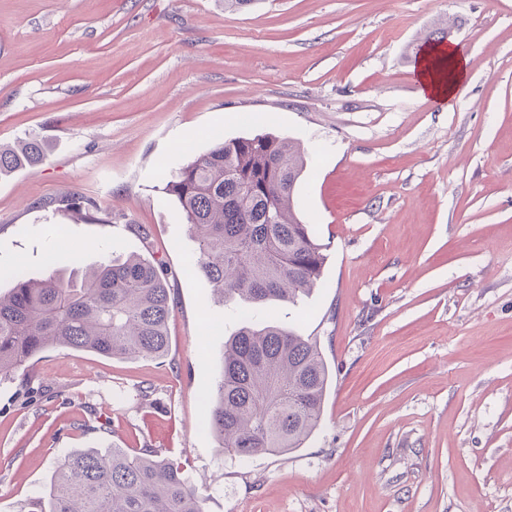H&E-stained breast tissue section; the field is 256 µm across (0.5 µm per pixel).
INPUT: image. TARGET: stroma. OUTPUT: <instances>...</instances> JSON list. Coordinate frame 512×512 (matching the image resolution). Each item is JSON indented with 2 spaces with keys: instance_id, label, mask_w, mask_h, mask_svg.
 I'll return each instance as SVG.
<instances>
[{
  "instance_id": "35a3bbf8",
  "label": "stroma",
  "mask_w": 512,
  "mask_h": 512,
  "mask_svg": "<svg viewBox=\"0 0 512 512\" xmlns=\"http://www.w3.org/2000/svg\"><path fill=\"white\" fill-rule=\"evenodd\" d=\"M441 23L467 60L444 101L414 69ZM263 132L304 148L328 250L316 288L256 317L317 337L332 383L302 448L239 462L205 426L239 309L190 273L162 186ZM32 137L45 163L0 176V290L142 250L175 302L164 358L49 348L0 384V512L114 445L180 463L205 512H512V0H0V144ZM94 410L110 432L76 427Z\"/></svg>"
}]
</instances>
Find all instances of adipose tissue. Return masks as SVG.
I'll return each mask as SVG.
<instances>
[{
    "mask_svg": "<svg viewBox=\"0 0 512 512\" xmlns=\"http://www.w3.org/2000/svg\"><path fill=\"white\" fill-rule=\"evenodd\" d=\"M447 61V70H439L438 61ZM423 90L434 98L446 100L457 93L465 79V62L454 47L443 44L425 49L415 68Z\"/></svg>",
    "mask_w": 512,
    "mask_h": 512,
    "instance_id": "obj_1",
    "label": "adipose tissue"
}]
</instances>
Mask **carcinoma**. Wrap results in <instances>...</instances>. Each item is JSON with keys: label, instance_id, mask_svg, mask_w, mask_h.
<instances>
[{"label": "carcinoma", "instance_id": "carcinoma-1", "mask_svg": "<svg viewBox=\"0 0 512 512\" xmlns=\"http://www.w3.org/2000/svg\"><path fill=\"white\" fill-rule=\"evenodd\" d=\"M45 145L0 148V175L37 168ZM304 152L273 134L218 139L166 180L197 244L192 264L224 303L241 306L224 343L207 425L218 450L238 459L303 447L317 429L331 372L317 338L250 312L294 303L320 280L327 245L299 213ZM171 288L163 264L137 252L86 271L14 276L0 295V381L48 348L162 358L169 348ZM205 497L157 448L67 453L27 512H204Z\"/></svg>", "mask_w": 512, "mask_h": 512}]
</instances>
